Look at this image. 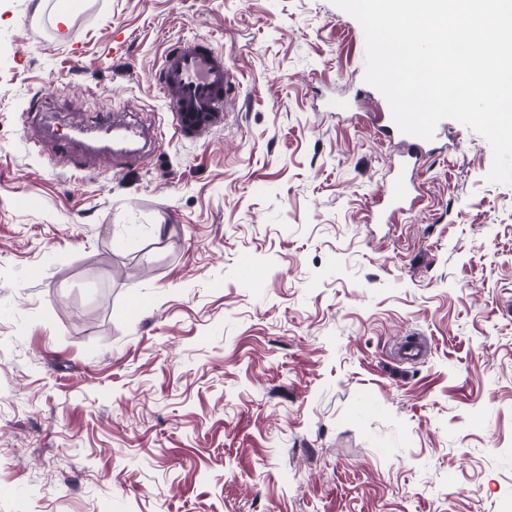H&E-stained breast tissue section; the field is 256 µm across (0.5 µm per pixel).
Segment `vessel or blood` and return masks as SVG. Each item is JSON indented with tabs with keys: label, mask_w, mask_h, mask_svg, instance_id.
Listing matches in <instances>:
<instances>
[{
	"label": "vessel or blood",
	"mask_w": 512,
	"mask_h": 512,
	"mask_svg": "<svg viewBox=\"0 0 512 512\" xmlns=\"http://www.w3.org/2000/svg\"><path fill=\"white\" fill-rule=\"evenodd\" d=\"M232 75L224 64V55L210 38L197 36L169 46L157 73L155 86L166 111L175 114L180 129L194 135L212 129L224 119ZM398 137L403 149L394 167L396 175L383 191L396 211H405L414 190L413 175L432 151L431 141L399 131L394 122L384 127ZM103 139L133 144L142 134L135 126L118 127L111 121L100 124Z\"/></svg>",
	"instance_id": "b4317fda"
}]
</instances>
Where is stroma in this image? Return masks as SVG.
Returning <instances> with one entry per match:
<instances>
[{
	"label": "stroma",
	"instance_id": "obj_1",
	"mask_svg": "<svg viewBox=\"0 0 512 512\" xmlns=\"http://www.w3.org/2000/svg\"><path fill=\"white\" fill-rule=\"evenodd\" d=\"M58 2L0 0V512H512L488 141L442 120L384 221L398 145L332 0ZM198 35L235 93L187 135L154 77ZM129 111L161 148L63 166L34 134Z\"/></svg>",
	"mask_w": 512,
	"mask_h": 512
}]
</instances>
